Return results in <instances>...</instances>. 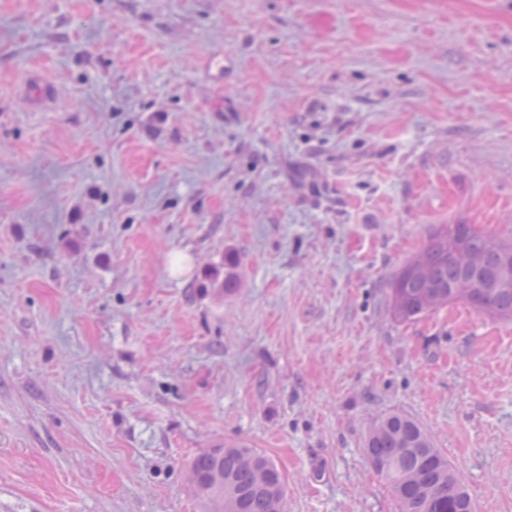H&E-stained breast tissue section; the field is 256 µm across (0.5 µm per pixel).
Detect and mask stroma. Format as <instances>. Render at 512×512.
Returning a JSON list of instances; mask_svg holds the SVG:
<instances>
[{"mask_svg": "<svg viewBox=\"0 0 512 512\" xmlns=\"http://www.w3.org/2000/svg\"><path fill=\"white\" fill-rule=\"evenodd\" d=\"M439 224L512 237L502 0H0V512H200L234 441L400 512L391 413L512 512V322L391 312Z\"/></svg>", "mask_w": 512, "mask_h": 512, "instance_id": "35a3bbf8", "label": "stroma"}]
</instances>
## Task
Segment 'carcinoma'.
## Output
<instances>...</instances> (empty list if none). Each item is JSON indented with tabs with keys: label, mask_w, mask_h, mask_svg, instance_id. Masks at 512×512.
<instances>
[{
	"label": "carcinoma",
	"mask_w": 512,
	"mask_h": 512,
	"mask_svg": "<svg viewBox=\"0 0 512 512\" xmlns=\"http://www.w3.org/2000/svg\"><path fill=\"white\" fill-rule=\"evenodd\" d=\"M464 228L466 249L479 264L464 270L454 256L455 233ZM512 242L504 243L470 224H441L427 245L397 273L391 283L394 316L417 320L448 305V291L462 277L477 288L473 297L458 301L474 310L512 320V287L485 288L484 282L500 272ZM236 261L224 264V280L215 281L217 291L236 290ZM366 453L372 467L388 482L401 505V512H459L473 504L463 479L448 458L436 448L429 434L415 420L392 413L370 429ZM187 470L196 482L188 485L203 512H283L285 483L274 462L262 452L242 444H224L197 453Z\"/></svg>",
	"instance_id": "obj_1"
}]
</instances>
